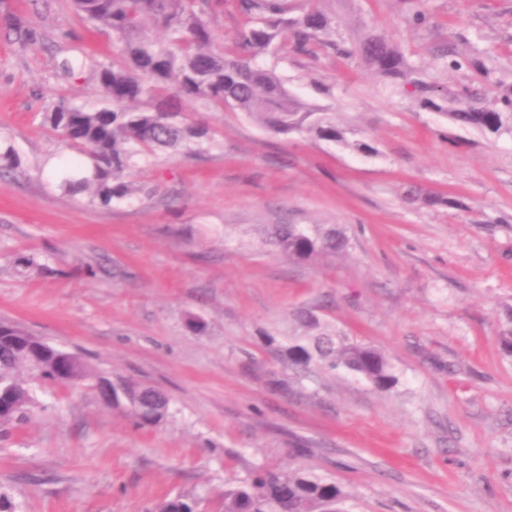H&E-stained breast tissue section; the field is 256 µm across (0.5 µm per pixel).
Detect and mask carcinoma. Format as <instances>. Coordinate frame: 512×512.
<instances>
[{
	"instance_id": "obj_1",
	"label": "carcinoma",
	"mask_w": 512,
	"mask_h": 512,
	"mask_svg": "<svg viewBox=\"0 0 512 512\" xmlns=\"http://www.w3.org/2000/svg\"><path fill=\"white\" fill-rule=\"evenodd\" d=\"M244 24L231 45L213 48L211 19L224 0H72L76 11L96 27L112 31V62L99 66L98 83L106 106L86 111L65 98L43 113L42 124L63 135L77 156L62 162L66 175L58 187L69 194L89 191V202L102 208L130 199L127 180L137 159L157 151L200 152L212 140L209 128L186 120L172 100L187 98L211 109L244 113L277 134L307 133L319 140L341 141L343 131L331 113L307 108L284 88L275 71L253 63L257 55L278 51L290 41L299 53L332 50L358 53L382 78L410 84L420 106L440 109L441 91L405 62L402 52L380 34L363 35L358 47L338 35L330 0H237ZM8 37L27 44L44 36L19 19L6 25ZM460 107L449 116L463 126L500 135L512 132V90L494 106L482 105L466 88ZM21 164L12 143L0 140V178ZM265 241L297 264L334 257L349 246L345 235L324 224H274ZM300 335L267 337L288 368L343 372L379 391L399 381L378 348L350 340L311 310L298 315ZM44 363L39 380L28 376L29 356ZM100 373L79 356L43 339L0 341V432L22 424L38 388H96ZM112 409L140 428L163 421L169 400L152 386L129 378L112 379ZM349 494L336 482L307 467L286 472L255 466L246 477L224 488L216 512H351ZM194 495L160 502L155 512H201Z\"/></svg>"
}]
</instances>
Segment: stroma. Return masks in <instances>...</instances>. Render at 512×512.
<instances>
[{"mask_svg": "<svg viewBox=\"0 0 512 512\" xmlns=\"http://www.w3.org/2000/svg\"><path fill=\"white\" fill-rule=\"evenodd\" d=\"M54 0H0V136L20 156L0 179V322L76 353L97 372L164 392L137 427L82 387L38 393L0 435V493L16 512H153L212 500L258 465L336 481L354 512H512V135L489 137L420 108L359 56L264 58L288 92L333 112L340 142L279 135L230 110L179 104L213 138L200 155L141 159L140 193L105 209L64 194L46 157L71 156L40 124L60 98L102 106L95 69L113 38ZM454 99L512 89V0H335ZM424 28L410 26V9ZM16 17L55 44L8 39ZM484 62L444 67L447 47ZM66 57L82 60L75 75ZM370 151H361V144ZM434 204H425V197ZM268 224H326L346 253L296 265L263 246ZM34 256L32 269L16 266ZM310 309L382 350L381 392L339 372L294 381L265 336ZM202 317V334L188 331ZM201 501L194 495L179 494L160 502L154 511L156 512H201Z\"/></svg>", "mask_w": 512, "mask_h": 512, "instance_id": "1", "label": "stroma"}]
</instances>
